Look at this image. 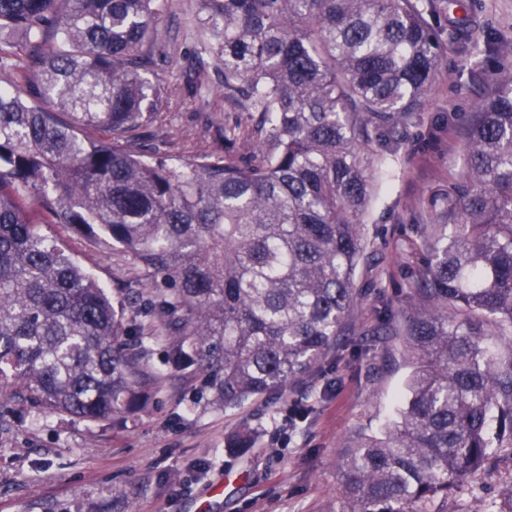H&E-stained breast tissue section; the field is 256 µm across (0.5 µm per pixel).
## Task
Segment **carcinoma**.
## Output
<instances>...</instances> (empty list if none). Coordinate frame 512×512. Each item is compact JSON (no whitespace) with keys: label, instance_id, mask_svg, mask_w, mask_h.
Segmentation results:
<instances>
[{"label":"carcinoma","instance_id":"1","mask_svg":"<svg viewBox=\"0 0 512 512\" xmlns=\"http://www.w3.org/2000/svg\"><path fill=\"white\" fill-rule=\"evenodd\" d=\"M450 0H198L224 154L134 148L170 110L153 30L167 0H0V397L86 422L136 409L148 350L236 408L284 392L348 335L379 151L428 105ZM130 253L116 311L42 224ZM396 418L341 463L346 512H447L512 447V61L486 78L450 190L432 205Z\"/></svg>","mask_w":512,"mask_h":512}]
</instances>
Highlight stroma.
Wrapping results in <instances>:
<instances>
[{"label":"stroma","instance_id":"stroma-1","mask_svg":"<svg viewBox=\"0 0 512 512\" xmlns=\"http://www.w3.org/2000/svg\"><path fill=\"white\" fill-rule=\"evenodd\" d=\"M465 2L467 11L449 9L448 20L482 37L480 52L449 45L426 110L390 146V168L365 226L374 261L358 272L362 297L339 350L285 393L233 409L202 398L204 375L193 368L165 371L148 400L118 423L2 402L0 512H342L338 464L360 436L394 418L409 372L398 337L379 333L383 303L408 301L422 269L414 255L422 212L448 192L483 93L482 72L512 56V0ZM195 12V0H171L154 31L175 96L163 124L139 129L145 153L223 154L224 127L240 118L225 111L220 94H197L187 82L200 64L188 25ZM44 231L107 291L139 286L131 255L58 224ZM244 432L252 438L246 449L236 445ZM487 503L512 512L510 448L451 491L448 512H477Z\"/></svg>","mask_w":512,"mask_h":512}]
</instances>
